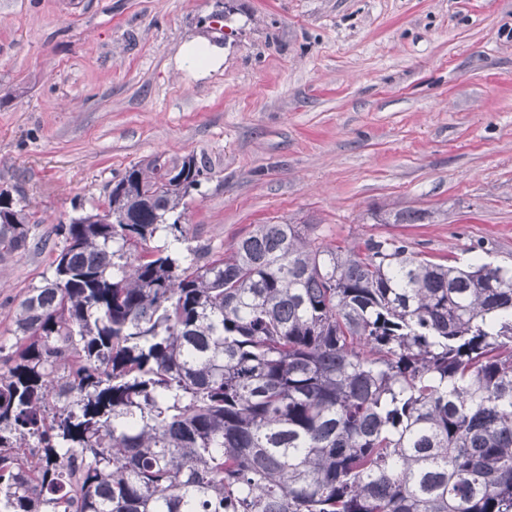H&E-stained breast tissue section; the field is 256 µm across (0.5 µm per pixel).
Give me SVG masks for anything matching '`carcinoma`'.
<instances>
[{"label":"carcinoma","mask_w":512,"mask_h":512,"mask_svg":"<svg viewBox=\"0 0 512 512\" xmlns=\"http://www.w3.org/2000/svg\"><path fill=\"white\" fill-rule=\"evenodd\" d=\"M201 169L61 225L0 344V512H512V267L296 224L179 258ZM36 223L0 207V256Z\"/></svg>","instance_id":"1"}]
</instances>
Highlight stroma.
<instances>
[{"label":"stroma","mask_w":512,"mask_h":512,"mask_svg":"<svg viewBox=\"0 0 512 512\" xmlns=\"http://www.w3.org/2000/svg\"><path fill=\"white\" fill-rule=\"evenodd\" d=\"M157 152L206 165L185 249L287 223L511 266L512 0H0V186L38 218L0 258V334L60 225Z\"/></svg>","instance_id":"stroma-1"}]
</instances>
